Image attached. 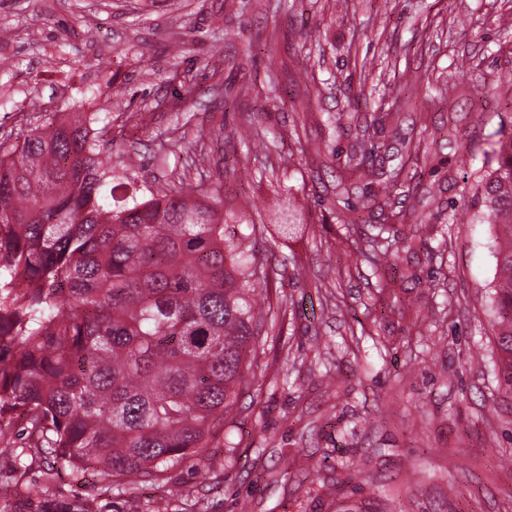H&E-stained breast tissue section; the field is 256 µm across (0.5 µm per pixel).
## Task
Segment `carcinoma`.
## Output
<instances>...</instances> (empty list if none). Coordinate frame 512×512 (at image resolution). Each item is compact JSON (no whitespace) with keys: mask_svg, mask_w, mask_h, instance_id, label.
Segmentation results:
<instances>
[{"mask_svg":"<svg viewBox=\"0 0 512 512\" xmlns=\"http://www.w3.org/2000/svg\"><path fill=\"white\" fill-rule=\"evenodd\" d=\"M95 114L54 112L21 146L0 142V421L19 413L61 470L105 491L167 479L205 459L260 357L264 267L226 232L221 187L137 195ZM481 183L496 229L499 368L512 389V136ZM380 232L403 220L380 207Z\"/></svg>","mask_w":512,"mask_h":512,"instance_id":"cac0c4a2","label":"carcinoma"}]
</instances>
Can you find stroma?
I'll return each mask as SVG.
<instances>
[{
  "label": "stroma",
  "mask_w": 512,
  "mask_h": 512,
  "mask_svg": "<svg viewBox=\"0 0 512 512\" xmlns=\"http://www.w3.org/2000/svg\"><path fill=\"white\" fill-rule=\"evenodd\" d=\"M0 28V137L96 114L139 184L221 185L270 279L253 386L212 461L106 494L97 472L46 480L16 425L0 512H512L479 191L493 134L512 132V0H0ZM353 154L385 181L403 169L392 238L409 245L384 283L353 254L377 217L333 212L370 203Z\"/></svg>",
  "instance_id": "stroma-1"
}]
</instances>
